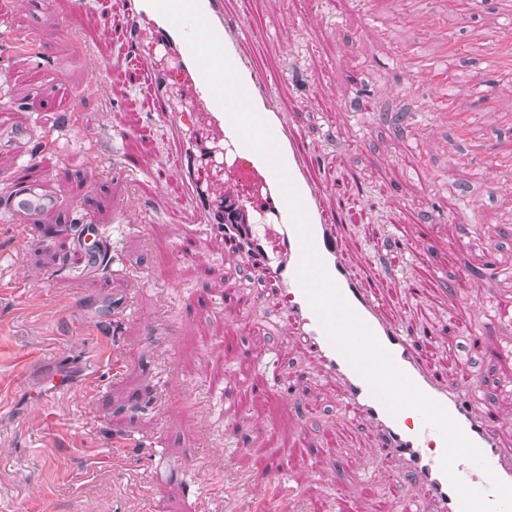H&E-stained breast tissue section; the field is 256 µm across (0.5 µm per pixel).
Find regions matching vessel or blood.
Masks as SVG:
<instances>
[{
  "instance_id": "1",
  "label": "vessel or blood",
  "mask_w": 512,
  "mask_h": 512,
  "mask_svg": "<svg viewBox=\"0 0 512 512\" xmlns=\"http://www.w3.org/2000/svg\"><path fill=\"white\" fill-rule=\"evenodd\" d=\"M199 6L223 43L238 71L256 112L268 123L280 149L282 162L293 185L302 198L310 221L317 251L343 296L373 330L381 344L390 351L397 365L415 385L429 397L439 401L457 422L465 435L482 451L489 464L481 469L461 459L454 466L457 475L472 488L489 490L490 476L512 485V452H505L499 442L501 417L494 406L483 403L477 386L449 385L444 374L429 368L421 349L433 336H456L460 330L452 323L438 328L419 327L409 331L391 325L377 307L371 289L365 288L342 257V244L334 220L329 219L309 177L308 159L303 153V136L289 127L287 119L268 107L271 85L267 77L241 55L237 34H249L247 24L230 28L224 17L222 0H198ZM0 40L13 50L39 52L40 43L34 30L8 31ZM125 41L133 65L127 78L141 85L152 79L157 90L155 120L170 123L178 134L188 156L211 164L218 146H227L235 162L230 178L244 185L245 193L236 211L263 214L277 229L276 250H268L252 225L226 221L216 199L222 198L224 187L213 183L198 192L195 168H188L189 190L185 197L191 209L211 208L214 215L208 227L224 240L227 253L244 255L250 265L260 267L270 283L280 286L287 302L286 314L304 350L326 373L337 375L344 384L345 406L350 417L366 420L378 433L382 455L401 461L404 469L424 488L422 497L403 501L400 512H461L459 499L440 468L444 442L436 429L423 418L407 421L391 416L374 398L366 383L346 360L331 346L311 310L297 280L300 245L290 222L278 180L273 168L257 152L240 141L226 111L213 94L205 93L206 82L181 32L156 10L149 0H127ZM172 57L176 68L185 72L183 91L202 119L201 128L185 127L181 115L173 112L164 94L167 72L159 63ZM10 105H0V146L21 152L22 158L10 175L9 186L0 191V214L19 228L39 223L42 213L58 205L52 176L41 170L37 157L27 150L24 134L14 129ZM79 223L91 225L90 235L98 246L86 257L97 260L111 256L112 242L100 226L92 225L87 213H79Z\"/></svg>"
}]
</instances>
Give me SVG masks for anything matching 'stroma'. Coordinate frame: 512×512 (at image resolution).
I'll return each mask as SVG.
<instances>
[{"mask_svg": "<svg viewBox=\"0 0 512 512\" xmlns=\"http://www.w3.org/2000/svg\"><path fill=\"white\" fill-rule=\"evenodd\" d=\"M66 13L24 0L0 15V31L36 28L44 47L36 58L0 57V101L33 139L50 132L66 146L40 158L61 204L47 215L54 244L0 221V512H227L205 499L215 473L239 484L236 512H246L275 494L267 473L276 459L298 491L280 497L281 512H398L402 498L422 496L380 455L374 430L345 418L340 380L282 327L283 298L183 204L173 132L151 121V89L126 80L125 0H87L84 53ZM224 13L254 29L241 51L271 81V105L302 132L325 207L333 187L349 198L346 260L392 323L475 330L471 360L445 339L426 344L425 358L449 384L483 387L503 416L501 445L512 448V80L487 66L504 50L512 0H478L473 23L459 0H224ZM453 39L455 109L471 117L463 127L436 118L448 87L406 58H441ZM93 68L104 80L90 87ZM75 105L97 145L65 130ZM401 109L409 118L399 130L390 118ZM123 154L139 169L112 180ZM118 200L140 211L139 223H115ZM75 205L120 255L108 274L82 263L78 229L63 220ZM189 233L197 249L184 258L178 244ZM487 233L500 248L479 247ZM451 267L460 271L452 281ZM409 281L420 298L407 299ZM248 291L261 298L249 317L236 304ZM126 299L136 314L110 324ZM116 348L126 360L117 376ZM64 363L73 384L60 390L48 378ZM254 376L266 392L231 386ZM138 401L142 417L119 413ZM158 448L171 464L162 481L150 478Z\"/></svg>", "mask_w": 512, "mask_h": 512, "instance_id": "35a3bbf8", "label": "stroma"}]
</instances>
